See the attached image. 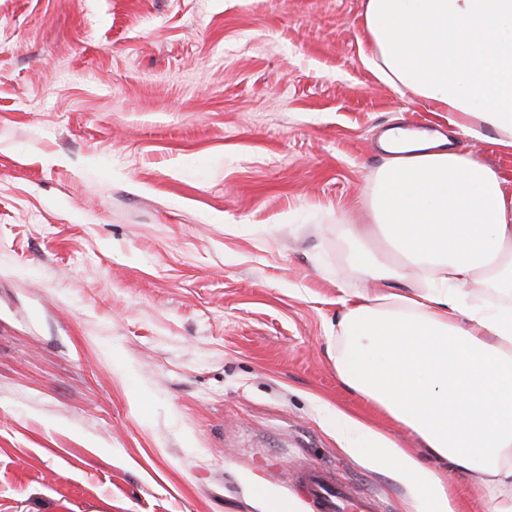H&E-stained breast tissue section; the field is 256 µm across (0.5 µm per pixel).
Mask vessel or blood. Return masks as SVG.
I'll list each match as a JSON object with an SVG mask.
<instances>
[{
  "label": "vessel or blood",
  "instance_id": "b4317fda",
  "mask_svg": "<svg viewBox=\"0 0 512 512\" xmlns=\"http://www.w3.org/2000/svg\"><path fill=\"white\" fill-rule=\"evenodd\" d=\"M292 481L303 490L311 512H378L373 498L358 495L327 469L299 467Z\"/></svg>",
  "mask_w": 512,
  "mask_h": 512
}]
</instances>
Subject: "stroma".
Returning a JSON list of instances; mask_svg holds the SVG:
<instances>
[{
  "label": "stroma",
  "mask_w": 512,
  "mask_h": 512,
  "mask_svg": "<svg viewBox=\"0 0 512 512\" xmlns=\"http://www.w3.org/2000/svg\"><path fill=\"white\" fill-rule=\"evenodd\" d=\"M366 3L0 0V512H261L302 464L412 512L335 413L425 448L330 352L378 139L448 114Z\"/></svg>",
  "instance_id": "stroma-1"
}]
</instances>
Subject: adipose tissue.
<instances>
[{
    "label": "adipose tissue",
    "mask_w": 512,
    "mask_h": 512,
    "mask_svg": "<svg viewBox=\"0 0 512 512\" xmlns=\"http://www.w3.org/2000/svg\"><path fill=\"white\" fill-rule=\"evenodd\" d=\"M364 28L386 79L437 102L458 133L484 131L512 149V0H367ZM389 157L364 201L376 235L396 253L379 265L365 246L366 286L337 323L343 382L414 431L424 464L381 431L337 412L340 438L389 471L413 512H458L449 472L486 491L484 512H512V195L501 173L451 138L388 132ZM424 285L393 291L399 272ZM475 285L489 298L473 301Z\"/></svg>",
    "instance_id": "obj_1"
}]
</instances>
